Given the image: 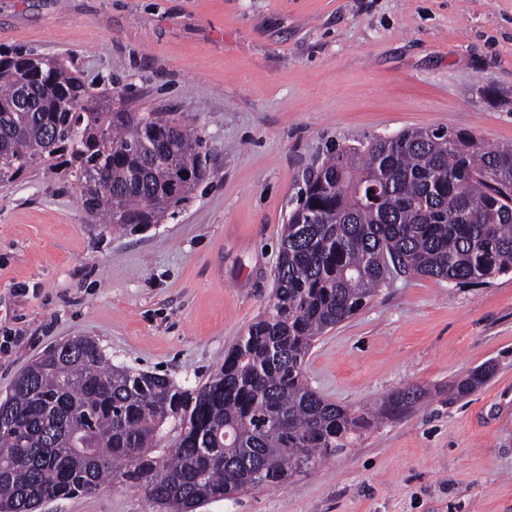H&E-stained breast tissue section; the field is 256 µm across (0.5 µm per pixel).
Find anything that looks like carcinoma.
<instances>
[{
    "label": "carcinoma",
    "instance_id": "1",
    "mask_svg": "<svg viewBox=\"0 0 512 512\" xmlns=\"http://www.w3.org/2000/svg\"><path fill=\"white\" fill-rule=\"evenodd\" d=\"M43 164L75 179L88 213L133 233L173 217L207 175L204 139L181 114L114 108L63 59H0V184ZM304 185L266 312L205 382L115 365L83 336L19 374L0 399V512L106 482L197 512L306 475L408 409L410 387L374 410L331 402L306 381L305 358L393 273L467 285L512 272V145L407 130L331 146ZM494 371L475 368L457 395Z\"/></svg>",
    "mask_w": 512,
    "mask_h": 512
}]
</instances>
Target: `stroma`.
<instances>
[{
    "mask_svg": "<svg viewBox=\"0 0 512 512\" xmlns=\"http://www.w3.org/2000/svg\"><path fill=\"white\" fill-rule=\"evenodd\" d=\"M69 60L130 111L182 113L208 174L174 218L112 231L63 171L0 185V397L76 336L206 380L271 298L283 226L330 145L465 129L512 144V0H0V56ZM495 375L458 399L487 363ZM337 404L418 402L314 473L200 512H512V273L391 277L304 362ZM38 512H151L105 485Z\"/></svg>",
    "mask_w": 512,
    "mask_h": 512,
    "instance_id": "stroma-1",
    "label": "stroma"
}]
</instances>
